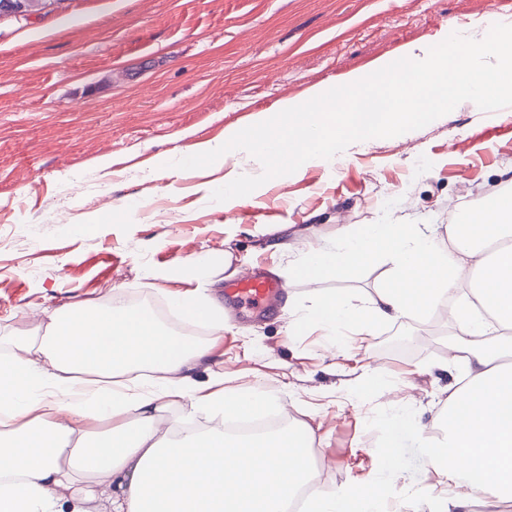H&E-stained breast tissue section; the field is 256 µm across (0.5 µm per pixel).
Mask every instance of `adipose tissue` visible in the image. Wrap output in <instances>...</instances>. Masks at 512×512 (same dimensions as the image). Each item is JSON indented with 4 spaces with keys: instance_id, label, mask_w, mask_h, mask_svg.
<instances>
[{
    "instance_id": "obj_1",
    "label": "adipose tissue",
    "mask_w": 512,
    "mask_h": 512,
    "mask_svg": "<svg viewBox=\"0 0 512 512\" xmlns=\"http://www.w3.org/2000/svg\"><path fill=\"white\" fill-rule=\"evenodd\" d=\"M446 232L343 224L293 261L312 283L387 264L374 296L319 297L295 330L313 325L336 337L431 314L447 297L457 331L442 370L466 369L431 425L398 408L386 417L390 441L374 486L325 492L305 512H382L378 490L397 480L395 449L413 430L448 481L436 512H497L512 502V194L463 212ZM173 302L208 323V339L166 331L146 310L75 305L52 316L48 335L20 337L0 353V512H289L313 477V433L291 426L241 438L167 425L165 412L181 404L227 421L275 404L254 387L226 388L218 371L198 380L224 333V310L191 294Z\"/></svg>"
}]
</instances>
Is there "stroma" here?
Listing matches in <instances>:
<instances>
[{"instance_id": "1", "label": "stroma", "mask_w": 512, "mask_h": 512, "mask_svg": "<svg viewBox=\"0 0 512 512\" xmlns=\"http://www.w3.org/2000/svg\"><path fill=\"white\" fill-rule=\"evenodd\" d=\"M512 22V0H55L0 15V350L44 334L76 304L143 301L174 322L172 293L193 286L223 304L228 268L284 285L271 315H224L219 371L228 386L271 392L278 412L315 432L321 488L369 483L389 439L391 406L440 413L450 377L440 314L369 327L347 354L331 337L292 336L293 306L383 284L385 262L346 277H293L295 254L338 225L452 224L512 185V107L460 103L427 126L349 145L215 202L226 177L261 174L242 150L209 167L172 168L198 144H221L280 102L369 75L447 30ZM299 229L291 252L269 240ZM233 258L225 260L224 246ZM396 453L400 483L382 489L403 512H432L444 481L417 435ZM418 488L402 495V485Z\"/></svg>"}]
</instances>
